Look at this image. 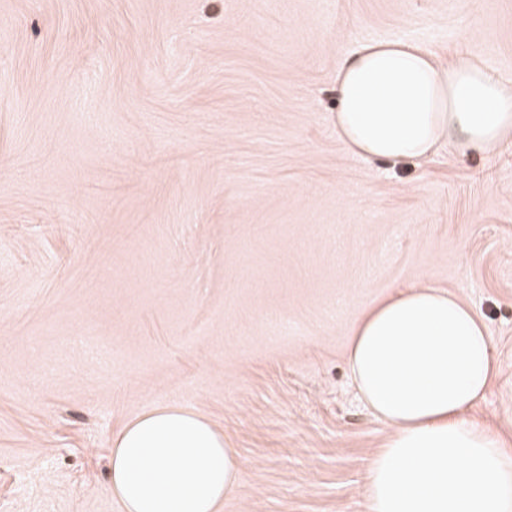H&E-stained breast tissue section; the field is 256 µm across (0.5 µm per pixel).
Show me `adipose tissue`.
<instances>
[{
	"mask_svg": "<svg viewBox=\"0 0 512 512\" xmlns=\"http://www.w3.org/2000/svg\"><path fill=\"white\" fill-rule=\"evenodd\" d=\"M336 132L356 155L428 158L441 141L490 154L512 139V81L469 54L439 63L424 46L371 40L336 71ZM347 360L365 403L392 429L362 486L368 512H512V448L466 412L498 375L489 329L445 290L374 299ZM112 486L125 512H216L240 461L195 413L163 407L113 440Z\"/></svg>",
	"mask_w": 512,
	"mask_h": 512,
	"instance_id": "obj_1",
	"label": "adipose tissue"
}]
</instances>
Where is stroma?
I'll use <instances>...</instances> for the list:
<instances>
[{"mask_svg":"<svg viewBox=\"0 0 512 512\" xmlns=\"http://www.w3.org/2000/svg\"><path fill=\"white\" fill-rule=\"evenodd\" d=\"M386 39L512 78V0H0V512H124L158 407L236 450L217 512H367L350 329L417 284L487 324L468 417L512 441V142L348 151L337 66Z\"/></svg>","mask_w":512,"mask_h":512,"instance_id":"1","label":"stroma"}]
</instances>
